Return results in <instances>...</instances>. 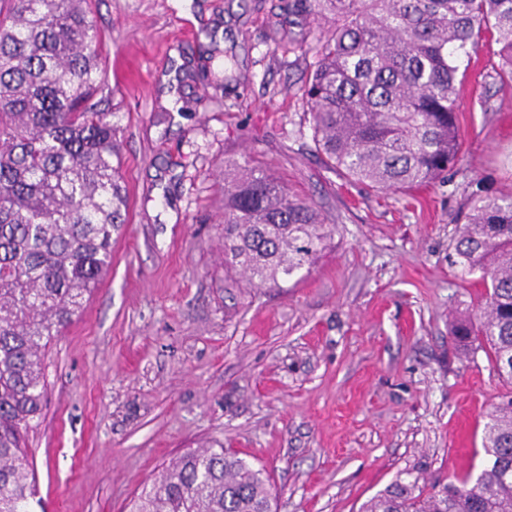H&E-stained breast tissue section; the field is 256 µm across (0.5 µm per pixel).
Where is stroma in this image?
Returning <instances> with one entry per match:
<instances>
[{
  "instance_id": "35a3bbf8",
  "label": "stroma",
  "mask_w": 512,
  "mask_h": 512,
  "mask_svg": "<svg viewBox=\"0 0 512 512\" xmlns=\"http://www.w3.org/2000/svg\"><path fill=\"white\" fill-rule=\"evenodd\" d=\"M292 0H93L127 222L44 351L27 439L41 512H127L188 449L266 468L274 512H359L397 476L479 472L507 385L448 333L478 275L450 265L470 179L512 194V84L472 60L447 181L373 190L329 168L300 88L323 28ZM327 216L314 261L257 286L224 260V161Z\"/></svg>"
}]
</instances>
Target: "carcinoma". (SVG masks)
<instances>
[{
	"instance_id": "carcinoma-1",
	"label": "carcinoma",
	"mask_w": 512,
	"mask_h": 512,
	"mask_svg": "<svg viewBox=\"0 0 512 512\" xmlns=\"http://www.w3.org/2000/svg\"><path fill=\"white\" fill-rule=\"evenodd\" d=\"M326 34L302 88L328 163L378 191L412 190L459 163L465 59L512 82V0H305ZM91 0H0V512H31L25 448L42 416L43 353L112 263L125 224L120 141L101 87ZM452 262L481 273L478 313L449 334L484 351L509 392L488 416L477 476L426 490L398 478L360 512H512V196L473 192ZM325 218L268 170L224 160V258L277 283L325 248ZM130 512H272L267 471L224 448L188 450Z\"/></svg>"
}]
</instances>
